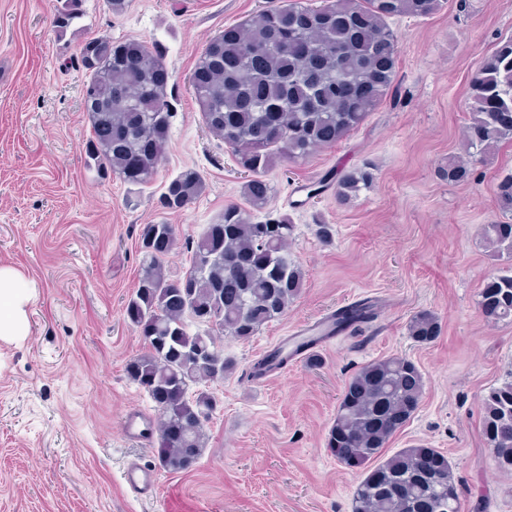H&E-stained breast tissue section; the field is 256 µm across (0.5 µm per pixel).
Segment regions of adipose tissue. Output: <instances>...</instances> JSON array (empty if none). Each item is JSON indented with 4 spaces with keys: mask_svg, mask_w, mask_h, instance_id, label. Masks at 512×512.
Instances as JSON below:
<instances>
[{
    "mask_svg": "<svg viewBox=\"0 0 512 512\" xmlns=\"http://www.w3.org/2000/svg\"><path fill=\"white\" fill-rule=\"evenodd\" d=\"M34 297L30 280L16 268L0 265V341L14 342L28 335V307Z\"/></svg>",
    "mask_w": 512,
    "mask_h": 512,
    "instance_id": "ef3b65f1",
    "label": "adipose tissue"
}]
</instances>
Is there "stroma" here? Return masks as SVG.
Returning a JSON list of instances; mask_svg holds the SVG:
<instances>
[{
  "label": "stroma",
  "mask_w": 512,
  "mask_h": 512,
  "mask_svg": "<svg viewBox=\"0 0 512 512\" xmlns=\"http://www.w3.org/2000/svg\"><path fill=\"white\" fill-rule=\"evenodd\" d=\"M289 0H82L65 31L49 0H0V264L33 281L23 340L0 342V512H351L360 470L327 448L328 430L349 378L390 355L412 359L424 393L412 419L390 440L444 452L461 512H512V473L501 471L481 431L482 399L512 371V321L489 322L477 302L485 278L512 268L478 235L498 213L496 185L512 172V142L451 184L437 168L461 153L468 78L500 39L512 36V0H442L426 17H395L396 81L386 100L333 146L268 173L273 217L295 226L288 251L305 279L281 317L250 340L216 332L236 362L211 384L217 408L206 421L196 464L160 467L157 442L122 430L127 412L155 414L125 366L143 338L125 319L139 270V228L176 227L165 259L170 279L190 266L187 244L243 203L244 174L206 125L190 87L196 61L225 27ZM146 41L170 78L166 152L142 185L87 164L90 124L82 101L88 38ZM371 189L341 205L332 191L307 197L326 174L363 163ZM200 172L202 195L184 209L161 196L180 171ZM332 225V244L315 235ZM377 295L378 317L320 349V366L291 361L261 383L247 374L295 326ZM436 313L441 335L420 345L411 316ZM154 470L145 498L123 480L128 461Z\"/></svg>",
  "instance_id": "stroma-1"
}]
</instances>
